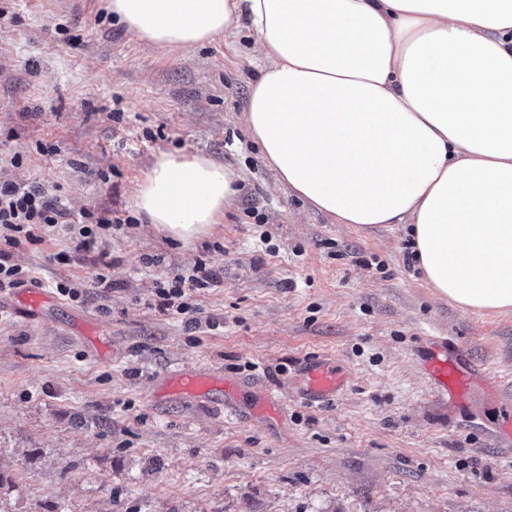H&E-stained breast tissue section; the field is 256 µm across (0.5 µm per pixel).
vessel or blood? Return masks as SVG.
I'll use <instances>...</instances> for the list:
<instances>
[{
    "instance_id": "1",
    "label": "vessel or blood",
    "mask_w": 512,
    "mask_h": 512,
    "mask_svg": "<svg viewBox=\"0 0 512 512\" xmlns=\"http://www.w3.org/2000/svg\"><path fill=\"white\" fill-rule=\"evenodd\" d=\"M425 376L438 396H454L448 383L449 373L468 374L480 382H491L490 371L483 366L467 363L463 352L448 337L424 336L420 339ZM350 376L334 361L313 357L300 364L294 380L297 395L308 405H323L340 396L347 389ZM240 384L225 378L223 373L210 369H178L165 378L164 391L183 399L222 401L225 395L238 392Z\"/></svg>"
}]
</instances>
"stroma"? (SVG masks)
I'll list each match as a JSON object with an SVG mask.
<instances>
[{
  "label": "stroma",
  "instance_id": "obj_1",
  "mask_svg": "<svg viewBox=\"0 0 512 512\" xmlns=\"http://www.w3.org/2000/svg\"><path fill=\"white\" fill-rule=\"evenodd\" d=\"M256 74L244 32L162 49L107 0H0V175L75 214L135 219L107 238L108 292L91 262H50L65 239L13 251L38 288L67 277L84 297L34 316L0 302V512H512V457L495 440L512 411V313L434 294L405 263L401 225L341 224L279 185L243 119ZM163 151L240 176L223 224L187 248L136 207ZM199 261L214 286L191 291L190 312L160 309L158 283ZM425 334L457 337L497 384L434 397ZM316 356L351 381L310 407L288 377ZM203 367L242 394L162 396L169 372ZM265 387L281 417L254 410Z\"/></svg>",
  "mask_w": 512,
  "mask_h": 512
}]
</instances>
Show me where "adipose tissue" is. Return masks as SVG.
Wrapping results in <instances>:
<instances>
[{"instance_id":"1","label":"adipose tissue","mask_w":512,"mask_h":512,"mask_svg":"<svg viewBox=\"0 0 512 512\" xmlns=\"http://www.w3.org/2000/svg\"><path fill=\"white\" fill-rule=\"evenodd\" d=\"M159 47L247 30L245 124L278 181L339 223L409 225L435 294L512 311V0H110ZM237 174L160 153L136 205L188 246L223 223Z\"/></svg>"}]
</instances>
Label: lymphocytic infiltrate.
I'll list each match as a JSON object with an SVG mask.
<instances>
[{
	"mask_svg": "<svg viewBox=\"0 0 512 512\" xmlns=\"http://www.w3.org/2000/svg\"><path fill=\"white\" fill-rule=\"evenodd\" d=\"M122 224L121 218L112 219L90 210L72 215L61 196L47 194L33 183L0 179V291L22 287L32 280L29 270L14 262L13 249L26 242H38L42 235L56 230L68 237L69 245L52 254V261L67 267L79 259H92L99 268L98 286L111 288L113 263L102 243V233ZM211 282L212 277L204 267L193 266L191 275L159 285L156 291L159 306L186 313L191 308L185 298L186 289L205 288Z\"/></svg>",
	"mask_w": 512,
	"mask_h": 512,
	"instance_id": "f902f5d3",
	"label": "lymphocytic infiltrate"
}]
</instances>
